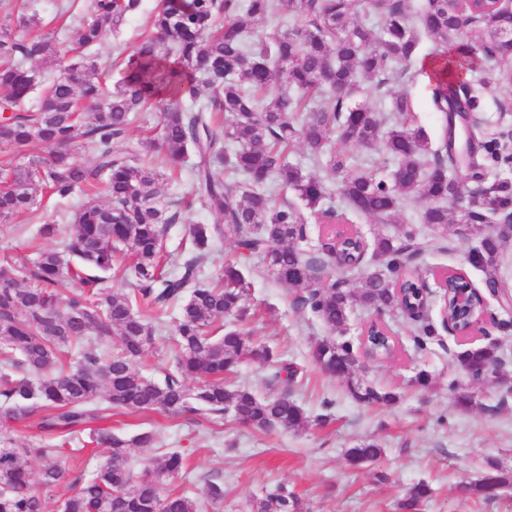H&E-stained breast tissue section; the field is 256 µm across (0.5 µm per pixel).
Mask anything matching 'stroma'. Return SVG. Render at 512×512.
Instances as JSON below:
<instances>
[{
	"label": "stroma",
	"mask_w": 512,
	"mask_h": 512,
	"mask_svg": "<svg viewBox=\"0 0 512 512\" xmlns=\"http://www.w3.org/2000/svg\"><path fill=\"white\" fill-rule=\"evenodd\" d=\"M158 4L159 0H142L138 13L118 29L106 30L92 49L106 80L117 77L120 64L147 30ZM88 5L89 0H27L25 6L14 9L17 19L37 16L35 33L57 44L55 60L38 62L40 71L52 76L74 60L73 32L89 20ZM415 212V207H403L394 221L384 223L353 215L348 226L368 240L377 235L398 236L410 229L430 236L431 227L415 224ZM29 221L25 214L0 222V249L32 261L38 251L56 248L59 238L73 231L71 222L58 221V239L34 243L23 230ZM448 241L449 250L426 252L417 261L427 284L454 269L465 273L475 288H483V272L465 260L470 241L453 232ZM262 268L259 257L247 262V303L255 312V339L278 351L283 359L305 366V378L290 388L292 399L311 415L321 413L323 401H332L335 423L313 425L298 433L280 429L260 432L229 417L216 426L160 413L113 416L112 429L122 436L144 429L157 436L155 447L132 449L133 459L143 462L169 451L181 452L186 471L172 481V488L195 496L204 488L206 478L220 476L225 490L223 512H250L253 499L279 485L308 503L311 512H397V501L421 481L433 489L421 512H512V486L503 488L492 501L466 491L488 463L512 470V313L505 312L495 298H488L491 321L483 333L464 339L442 328L441 302L431 297L427 318L439 331L424 352L414 346L413 321L398 313L385 314L383 322L395 341V354L368 363L361 376L395 389L400 399L390 407L370 408L350 397L343 380L328 377L312 365L309 345L313 339L328 336V328L315 314L298 308L294 292ZM493 343L498 344L504 359L499 376L470 382L456 366L457 355ZM422 370L432 377L430 387H420L415 381ZM460 390L471 395L469 407L458 405L456 393ZM366 438L381 443L384 457L374 464L351 467L346 449ZM382 472L387 473V480H379Z\"/></svg>",
	"instance_id": "35a3bbf8"
}]
</instances>
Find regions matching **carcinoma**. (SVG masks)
I'll return each instance as SVG.
<instances>
[{
  "mask_svg": "<svg viewBox=\"0 0 512 512\" xmlns=\"http://www.w3.org/2000/svg\"><path fill=\"white\" fill-rule=\"evenodd\" d=\"M364 3L375 22L360 21ZM141 0H89L92 19L74 31L81 48L97 46L106 28L117 29L136 14ZM301 24L282 26L283 13ZM271 26L253 39L249 23ZM482 33L481 54L456 42L460 28ZM435 40L439 72L430 77L432 111L442 114L445 132L436 144L418 124L412 97L394 91L420 56L422 38ZM55 43L40 35H14L0 25V101L15 114L0 124V153L9 157L1 181L0 222L35 214L37 188L60 201L104 185L107 200L90 198L68 215L75 230L59 247L43 251L31 264L0 261V512H45L43 494L65 485L71 494L64 512H201L224 504V481L205 483L203 499L166 489L183 470L185 458L169 452L162 462L139 464L130 449L151 448L155 433L126 438L106 420L112 411L163 412L173 418L198 417L210 423L230 413L233 420L265 431H299L329 422L292 401L288 391L260 398L244 385L226 383L239 366L253 361L275 365L269 382L288 386L302 368L281 360L271 347L253 340L247 325L249 283L242 257L224 261L218 272L202 268L217 239H233L250 255L270 259L292 288L299 306L332 331L344 333L355 309L399 311L420 285L398 282L394 272L431 247L447 248L448 211L459 224H490L512 203V185L488 182L479 151L494 156L498 142L479 117L482 91L494 84L512 87V10L489 0H422L411 13L405 0H160L122 76L105 89L96 60L84 59L47 77L27 62L54 57ZM363 78L376 79L379 104L354 101ZM37 107L25 104L36 89ZM161 112L157 137L126 138L135 114ZM126 140L123 150L113 148ZM301 144L311 164L326 176L306 173L288 161ZM31 145L42 155L14 159ZM374 151L392 164L387 178L352 163L348 148ZM87 153L93 165L78 154ZM190 168V196L166 200L156 182L165 173ZM475 184L463 210L457 186ZM294 192L322 218L338 217L335 199L359 214L389 221L403 205L421 203L417 221L439 230L424 243L415 230L379 236L363 250L383 263L350 261L339 277L329 261L302 247L303 217L288 201ZM200 204L218 215L213 224L190 228L176 273L166 270L163 239L183 210ZM512 241L490 229L480 240L476 261L485 286L501 279L499 263ZM130 261L129 292L105 286L117 255ZM75 284L72 289L64 282ZM178 315L171 345L175 370L158 382L145 376L141 360L154 344L157 327L171 308ZM225 323L216 325L218 318ZM436 338L434 326L418 320L413 342L425 351ZM118 348L110 353L112 343ZM495 346L458 356L469 378L484 380ZM385 329L370 325L360 346L326 337L311 344L310 357L322 372L347 379L351 397L365 406L393 405L399 395L354 374L362 360L394 355ZM193 380L196 386L189 387ZM25 424L59 439L58 447L19 445L13 433ZM102 449L90 478L51 460L71 447L78 433ZM384 448L364 439L347 452L351 465L378 461ZM46 460L37 492L28 458ZM512 484V474L491 463L470 491L483 499ZM431 495L425 482L399 501L401 512H419ZM250 512H309L297 495L280 487L251 502Z\"/></svg>",
  "mask_w": 512,
  "mask_h": 512,
  "instance_id": "1",
  "label": "carcinoma"
}]
</instances>
